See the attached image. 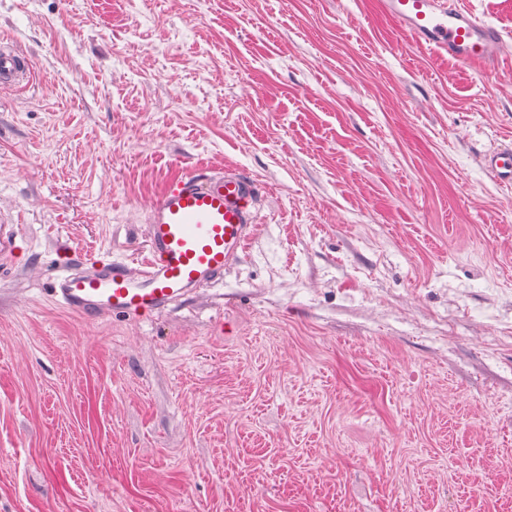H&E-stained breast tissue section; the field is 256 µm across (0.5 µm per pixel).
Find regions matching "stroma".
<instances>
[{"instance_id": "stroma-1", "label": "stroma", "mask_w": 512, "mask_h": 512, "mask_svg": "<svg viewBox=\"0 0 512 512\" xmlns=\"http://www.w3.org/2000/svg\"><path fill=\"white\" fill-rule=\"evenodd\" d=\"M461 3L494 72L377 0H0L38 73L0 89V512H512V0ZM199 165L261 185L223 281L53 298ZM484 168L499 183L512 185V146H504L487 154ZM18 226L12 219L4 218L0 214V258L6 259L14 256L17 246Z\"/></svg>"}]
</instances>
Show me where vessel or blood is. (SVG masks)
Masks as SVG:
<instances>
[{
  "label": "vessel or blood",
  "mask_w": 512,
  "mask_h": 512,
  "mask_svg": "<svg viewBox=\"0 0 512 512\" xmlns=\"http://www.w3.org/2000/svg\"><path fill=\"white\" fill-rule=\"evenodd\" d=\"M380 8L420 47L487 72L500 59L501 32L453 0H380ZM34 65L0 43V88L27 81ZM486 171L512 185V146L487 154ZM260 188L238 171L195 170L168 178L146 214L140 269L123 261L76 256L78 272L57 278L53 294L67 310L92 322L108 315L142 318L170 310L208 284L243 253L257 217ZM18 226L0 216V258L14 255Z\"/></svg>",
  "instance_id": "vessel-or-blood-1"
}]
</instances>
